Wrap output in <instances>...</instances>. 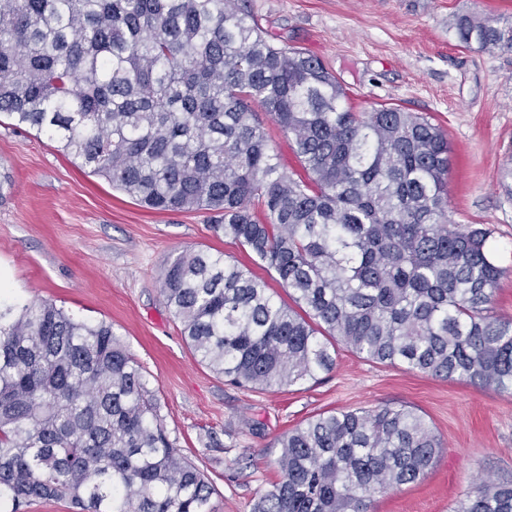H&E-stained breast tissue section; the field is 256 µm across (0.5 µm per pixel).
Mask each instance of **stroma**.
<instances>
[{"instance_id":"stroma-1","label":"stroma","mask_w":512,"mask_h":512,"mask_svg":"<svg viewBox=\"0 0 512 512\" xmlns=\"http://www.w3.org/2000/svg\"><path fill=\"white\" fill-rule=\"evenodd\" d=\"M277 45L318 56L348 90L347 107L429 116L452 149V224L490 227L504 271L493 311L512 319V50L458 42L463 14L512 20V0H245ZM202 211H152L75 166L56 139L0 117V292L53 300L76 320L110 323L142 366L170 440L213 483V512H252L279 473L276 442L319 413L410 406L443 441L417 482L378 496L374 512H451L479 480L512 479V394L422 376L336 347V366L280 390L225 382L188 348L160 291L188 248L251 266Z\"/></svg>"}]
</instances>
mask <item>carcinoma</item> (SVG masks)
<instances>
[{
  "label": "carcinoma",
  "mask_w": 512,
  "mask_h": 512,
  "mask_svg": "<svg viewBox=\"0 0 512 512\" xmlns=\"http://www.w3.org/2000/svg\"><path fill=\"white\" fill-rule=\"evenodd\" d=\"M458 42L512 50V21L461 16ZM312 54L269 42L239 0H0V114L153 211L211 228L288 293L222 254L181 252L161 292L198 362L280 389L372 362L512 394V320L491 312L492 230L450 225V147L428 117L354 112ZM307 172L281 171L254 106ZM253 512H373L443 448L413 409L320 413L277 441ZM214 486L170 441L112 324L0 300V512H212ZM453 512H512V480Z\"/></svg>",
  "instance_id": "cac0c4a2"
}]
</instances>
